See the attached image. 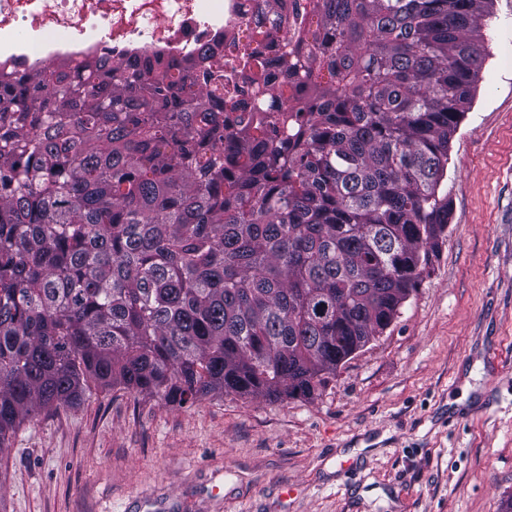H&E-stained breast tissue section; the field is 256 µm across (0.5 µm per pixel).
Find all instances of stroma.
<instances>
[{"label":"stroma","mask_w":512,"mask_h":512,"mask_svg":"<svg viewBox=\"0 0 512 512\" xmlns=\"http://www.w3.org/2000/svg\"><path fill=\"white\" fill-rule=\"evenodd\" d=\"M481 33L487 57L449 145V222L380 336L309 399L211 394L179 407L89 386L0 451V512H504L512 0H493Z\"/></svg>","instance_id":"1"}]
</instances>
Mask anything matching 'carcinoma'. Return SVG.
I'll list each match as a JSON object with an SVG mask.
<instances>
[{
	"instance_id": "1",
	"label": "carcinoma",
	"mask_w": 512,
	"mask_h": 512,
	"mask_svg": "<svg viewBox=\"0 0 512 512\" xmlns=\"http://www.w3.org/2000/svg\"><path fill=\"white\" fill-rule=\"evenodd\" d=\"M491 3L309 0L294 52L234 42L241 82L221 42L0 60V449L90 381L310 398L382 334L448 224Z\"/></svg>"
}]
</instances>
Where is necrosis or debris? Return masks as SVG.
Instances as JSON below:
<instances>
[{"label": "necrosis or debris", "mask_w": 512, "mask_h": 512, "mask_svg": "<svg viewBox=\"0 0 512 512\" xmlns=\"http://www.w3.org/2000/svg\"><path fill=\"white\" fill-rule=\"evenodd\" d=\"M259 0H0V56L17 68L48 69L62 59L87 55L131 64L162 53L180 65L206 46L224 44L225 79L240 80L232 42L262 24L276 51L295 41L278 17L292 14L293 0H277L258 15Z\"/></svg>", "instance_id": "necrosis-or-debris-1"}]
</instances>
